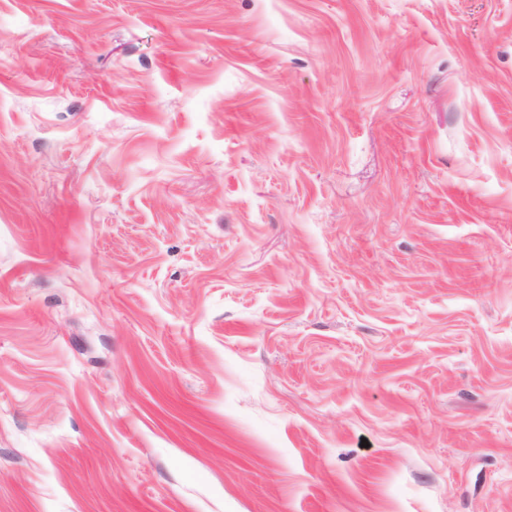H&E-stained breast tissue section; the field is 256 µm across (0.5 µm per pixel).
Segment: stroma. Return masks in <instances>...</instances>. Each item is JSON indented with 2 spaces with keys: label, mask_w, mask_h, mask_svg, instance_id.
Here are the masks:
<instances>
[{
  "label": "stroma",
  "mask_w": 512,
  "mask_h": 512,
  "mask_svg": "<svg viewBox=\"0 0 512 512\" xmlns=\"http://www.w3.org/2000/svg\"><path fill=\"white\" fill-rule=\"evenodd\" d=\"M0 512H512V0H0Z\"/></svg>",
  "instance_id": "obj_1"
}]
</instances>
